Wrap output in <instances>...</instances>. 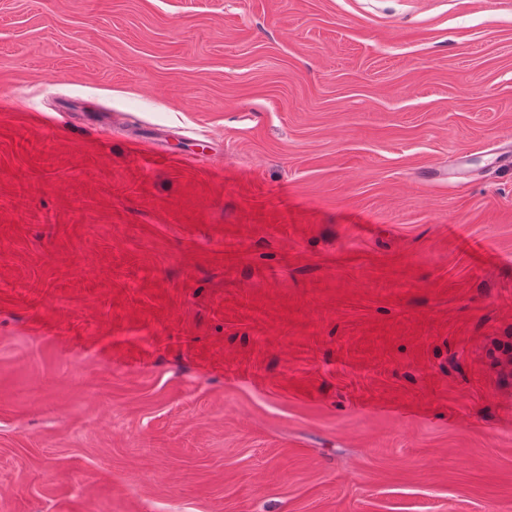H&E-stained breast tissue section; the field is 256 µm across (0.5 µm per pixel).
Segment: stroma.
I'll return each instance as SVG.
<instances>
[{
	"label": "stroma",
	"mask_w": 512,
	"mask_h": 512,
	"mask_svg": "<svg viewBox=\"0 0 512 512\" xmlns=\"http://www.w3.org/2000/svg\"><path fill=\"white\" fill-rule=\"evenodd\" d=\"M512 0H0V512H512Z\"/></svg>",
	"instance_id": "35a3bbf8"
}]
</instances>
